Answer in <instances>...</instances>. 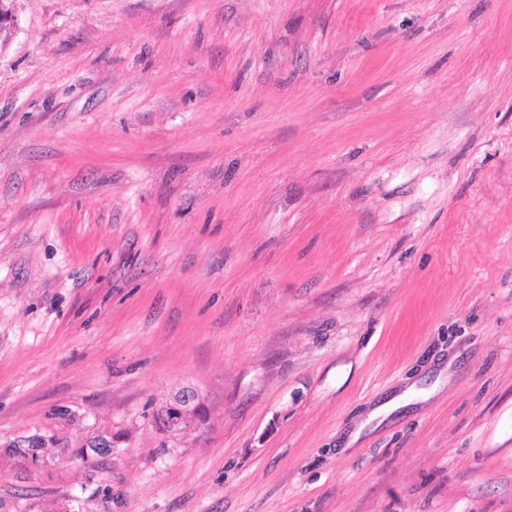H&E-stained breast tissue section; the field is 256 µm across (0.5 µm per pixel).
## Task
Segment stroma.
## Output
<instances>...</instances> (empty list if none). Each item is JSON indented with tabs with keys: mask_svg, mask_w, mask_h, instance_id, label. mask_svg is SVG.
<instances>
[{
	"mask_svg": "<svg viewBox=\"0 0 512 512\" xmlns=\"http://www.w3.org/2000/svg\"><path fill=\"white\" fill-rule=\"evenodd\" d=\"M0 12V512H512V0ZM205 421V404L201 395L192 388L171 396L159 414L162 429L170 436L179 435L191 426L200 427Z\"/></svg>",
	"mask_w": 512,
	"mask_h": 512,
	"instance_id": "stroma-1",
	"label": "stroma"
}]
</instances>
